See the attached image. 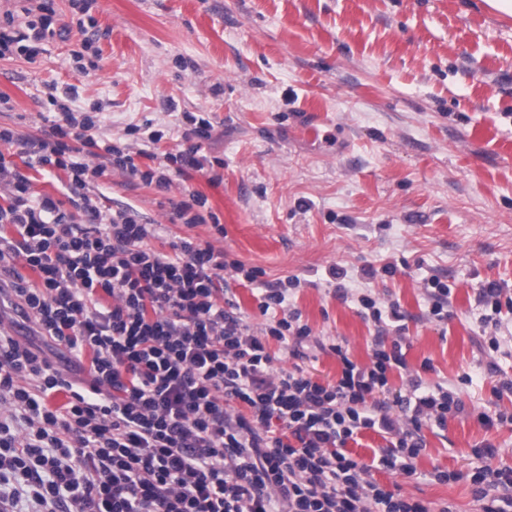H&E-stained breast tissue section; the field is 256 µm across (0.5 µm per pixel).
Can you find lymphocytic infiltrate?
<instances>
[{"instance_id": "f902f5d3", "label": "lymphocytic infiltrate", "mask_w": 512, "mask_h": 512, "mask_svg": "<svg viewBox=\"0 0 512 512\" xmlns=\"http://www.w3.org/2000/svg\"><path fill=\"white\" fill-rule=\"evenodd\" d=\"M38 10L25 28L0 27V58L32 54L56 35L53 0ZM77 98L74 86L49 95L54 115L42 135L0 126V183L9 187L0 229L16 231L0 232V282H10L0 305L19 309L90 375L75 380L29 342L0 335V512H430L373 472L415 476L424 428L445 427L465 405L457 388L418 376L395 405L384 401L390 373L407 367L389 337L402 319L397 303L359 296L375 326L360 363L291 307L298 277L266 279L191 237L156 249V230L136 209L99 206L98 180L116 171L167 190L199 173L220 184L224 161L204 148L211 113H183L185 147L144 168L139 158L163 131L133 127V145L99 139L103 111ZM17 144L29 167L65 171L66 200L32 194L5 154ZM21 264L38 286H26ZM235 283L254 290L260 330L231 298ZM313 349L335 355V379L305 368ZM61 391L69 401L49 406ZM367 430L386 441L368 462L346 449ZM497 454L483 444L467 473L437 469L430 479L468 481L480 512H512V467H491Z\"/></svg>"}]
</instances>
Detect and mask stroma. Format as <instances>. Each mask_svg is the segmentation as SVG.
Here are the masks:
<instances>
[{
  "label": "stroma",
  "mask_w": 512,
  "mask_h": 512,
  "mask_svg": "<svg viewBox=\"0 0 512 512\" xmlns=\"http://www.w3.org/2000/svg\"><path fill=\"white\" fill-rule=\"evenodd\" d=\"M54 8L65 37L0 59L10 100L0 125L40 135L52 88L74 84L80 105L107 109L99 138L149 122L167 130L162 154L182 143L181 113H213L205 147L224 160L222 183L196 173L161 192L115 173L101 182L103 204L157 225L158 249L175 235L216 240L268 278L298 276L304 321L359 362L375 327L357 294L398 302L408 371L390 374L386 401L417 373L459 387L467 413L425 429L416 476L374 477L435 510L450 501L474 512L467 482L426 476L467 470L486 442L495 465L512 467V426L487 430L473 417L491 401L512 413V393L493 394L512 378V301L495 353L475 303L486 282L512 289V18L483 0H97L100 55L83 76L69 0ZM185 187L207 197L223 238L169 222ZM386 263L394 275L362 273ZM332 266L346 270L341 284L329 283ZM433 274L451 290L441 326L426 317Z\"/></svg>",
  "instance_id": "stroma-1"
}]
</instances>
